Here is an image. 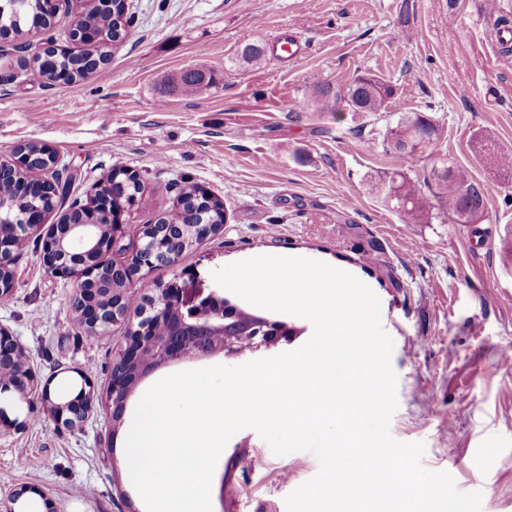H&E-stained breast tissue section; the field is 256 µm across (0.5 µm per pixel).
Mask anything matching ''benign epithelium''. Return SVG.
I'll list each match as a JSON object with an SVG mask.
<instances>
[{
	"instance_id": "obj_1",
	"label": "benign epithelium",
	"mask_w": 512,
	"mask_h": 512,
	"mask_svg": "<svg viewBox=\"0 0 512 512\" xmlns=\"http://www.w3.org/2000/svg\"><path fill=\"white\" fill-rule=\"evenodd\" d=\"M12 45L15 46V57L29 53L34 47L41 50L58 47L44 33L34 31L12 40ZM45 151L53 159L46 170V183L61 196L66 190L63 181L65 166L60 164L57 153L48 147ZM29 163L28 156L14 151L0 159V171L5 168L21 171ZM45 223L46 214L37 209L19 224H0V270H12L15 258L14 249L5 246V243L36 235L41 240L44 265L54 275L74 280L75 297L79 298L89 286L99 284L98 263L110 257L125 235V225L121 224L120 217L108 210L101 214L100 219L89 223L70 224L62 221L48 228ZM153 228L156 234L137 236V249L131 261L118 266L126 279H132L144 268L151 270L157 267L158 237L166 233L168 225L155 224ZM170 306L178 310V317H170ZM103 313L104 310L86 301L81 309V318L85 326L98 329L107 324ZM141 315V320L125 336L119 348V358L124 363H136L147 353L149 359L144 367L151 371L189 356L208 357L218 353L226 357L239 356V342L244 339L250 341L252 352L270 349L282 340L277 327L266 329L261 322L241 321L235 314L224 310L222 297L214 290L189 295L180 286L168 288L161 283L156 296L141 310ZM162 320L169 325L167 336L155 334V325ZM6 359L24 360L26 351L8 331L0 327V361ZM35 383V377H24L17 382L1 384L0 389H12L25 398L37 389ZM42 398L56 420L72 427L82 421L85 412L92 406L94 392L85 390L63 405L53 402L46 389L42 390Z\"/></svg>"
}]
</instances>
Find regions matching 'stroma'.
Here are the masks:
<instances>
[{"mask_svg": "<svg viewBox=\"0 0 512 512\" xmlns=\"http://www.w3.org/2000/svg\"><path fill=\"white\" fill-rule=\"evenodd\" d=\"M127 42L94 74L66 88L31 73L0 82V156L35 142L66 166L65 205L84 202L113 166L143 189L127 226L177 208L184 183L222 200L226 222L150 279L212 291L213 270L258 255L301 256L354 275L377 295L393 341L398 407L390 433L425 446L423 466L458 490L483 493L481 512H512V174L482 151L512 154V53L489 17L512 18V0H129ZM299 30L310 45L296 65L238 57L241 46ZM194 66L213 82L184 96L161 80ZM372 74L395 89L384 112L346 100L311 112L312 79L338 89ZM435 126L429 147L388 144L405 115ZM453 161L482 182L487 211L474 224H405L375 176L424 177ZM170 185L161 194L157 185ZM15 287L0 298V326L25 348L39 383L58 394L79 372L98 397L78 428L45 409L40 392H0V502L39 498L43 512H146L126 470L120 431L155 379L224 364L223 355L153 371L129 394L120 421L102 406L112 349L124 325L86 335L71 281L43 264L28 238L15 256ZM308 451L275 455L252 429L236 433L211 484L212 512H287L285 499L312 479Z\"/></svg>", "mask_w": 512, "mask_h": 512, "instance_id": "obj_1", "label": "stroma"}]
</instances>
